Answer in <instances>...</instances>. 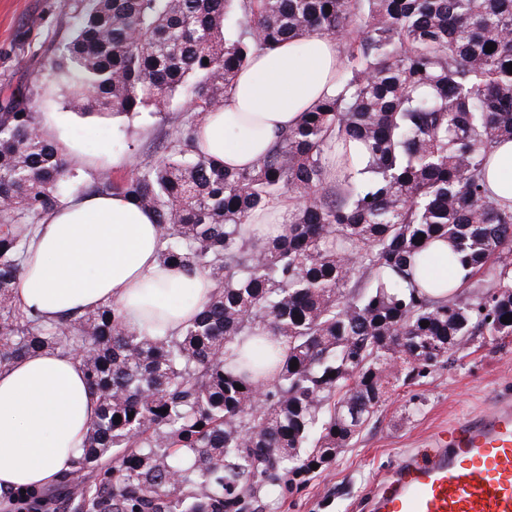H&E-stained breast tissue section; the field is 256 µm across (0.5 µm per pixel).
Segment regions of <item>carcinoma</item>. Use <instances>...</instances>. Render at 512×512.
Here are the masks:
<instances>
[{"instance_id":"1","label":"carcinoma","mask_w":512,"mask_h":512,"mask_svg":"<svg viewBox=\"0 0 512 512\" xmlns=\"http://www.w3.org/2000/svg\"><path fill=\"white\" fill-rule=\"evenodd\" d=\"M74 13L48 65L82 115L160 113L177 94L219 112L253 51L318 31L345 55L336 95L256 166L217 164L178 128L158 159L88 188L152 211L163 263L216 284L177 336L134 334L113 302L51 322L20 310L34 227L79 174L24 104L0 113V368L39 350L80 360L99 402L68 477L83 512H246L356 440L400 374L512 336V207L485 179L512 142V0H76ZM287 192L283 233L245 237ZM435 241L467 269L461 289L426 278ZM478 277L505 296L463 298ZM259 325L269 337L235 352Z\"/></svg>"}]
</instances>
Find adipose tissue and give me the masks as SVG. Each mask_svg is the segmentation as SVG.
Instances as JSON below:
<instances>
[{"instance_id":"obj_1","label":"adipose tissue","mask_w":512,"mask_h":512,"mask_svg":"<svg viewBox=\"0 0 512 512\" xmlns=\"http://www.w3.org/2000/svg\"><path fill=\"white\" fill-rule=\"evenodd\" d=\"M338 41L314 33L253 52L224 108L194 128L201 152L231 168L254 166L280 132L336 92ZM154 214L121 195L77 196L49 213L31 239L16 302L56 320L116 303L141 336H170L214 290L158 256ZM98 408L82 365L42 351L0 368V495L56 485L75 466Z\"/></svg>"}]
</instances>
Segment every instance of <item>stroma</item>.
<instances>
[{"mask_svg":"<svg viewBox=\"0 0 512 512\" xmlns=\"http://www.w3.org/2000/svg\"><path fill=\"white\" fill-rule=\"evenodd\" d=\"M72 0H0V113L20 100L44 116L63 109V97L48 71L54 45L72 31ZM183 113L181 100L152 116H73L65 139L78 145L70 163L92 183L101 169L131 174L134 159H154L158 145ZM125 163L116 167L113 155ZM512 403V336H478L452 357L388 394L371 423L319 474L292 493L255 502V512H371L374 493L403 454L430 447L448 423Z\"/></svg>","mask_w":512,"mask_h":512,"instance_id":"35a3bbf8","label":"stroma"}]
</instances>
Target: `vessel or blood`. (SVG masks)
Segmentation results:
<instances>
[{
	"label": "vessel or blood",
	"instance_id": "b4317fda",
	"mask_svg": "<svg viewBox=\"0 0 512 512\" xmlns=\"http://www.w3.org/2000/svg\"><path fill=\"white\" fill-rule=\"evenodd\" d=\"M372 512H512V405L455 421L401 459Z\"/></svg>",
	"mask_w": 512,
	"mask_h": 512
}]
</instances>
